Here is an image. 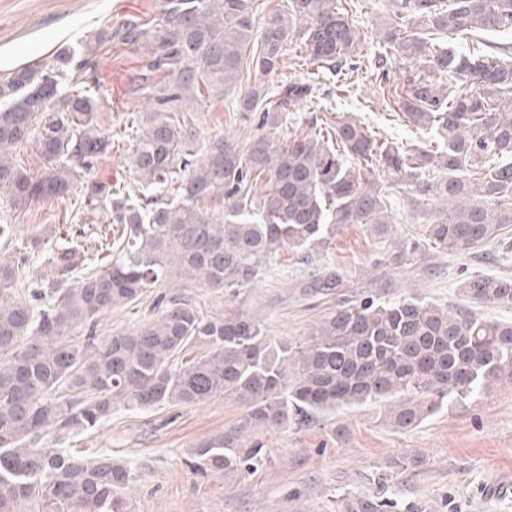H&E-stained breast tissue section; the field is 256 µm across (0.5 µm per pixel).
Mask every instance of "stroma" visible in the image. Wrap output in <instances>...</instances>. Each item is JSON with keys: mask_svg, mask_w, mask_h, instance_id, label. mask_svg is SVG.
Here are the masks:
<instances>
[{"mask_svg": "<svg viewBox=\"0 0 512 512\" xmlns=\"http://www.w3.org/2000/svg\"><path fill=\"white\" fill-rule=\"evenodd\" d=\"M158 0H0V73L50 55L126 15L153 17ZM140 58L114 47L100 64L104 103L137 109L134 81ZM234 94L200 107L193 118L202 138L221 133L246 145L254 126L233 110ZM348 115L378 136L409 143L420 132L390 120L369 74H360L351 94L320 100L318 108L299 101L285 112L271 137L287 142L312 115ZM378 181L390 204L392 232L378 241L369 229L348 224L309 253L281 249L255 287L234 295L194 287L190 294L209 314L247 313L267 335L305 337L335 308L332 298L300 299L296 280L331 263L344 276L345 293L391 283V295L423 298L453 310L464 301L458 284L471 274L511 275L512 253L496 245L445 255L426 247L402 266L382 260L406 239L421 237L435 206L415 204L410 187L388 173ZM46 224L73 227L91 240L96 225H81L69 201L40 200L19 214V233ZM246 411L244 404L213 400L201 405L115 411L109 422L75 432L58 442L75 455L109 454L131 464L123 491L128 512H512V496L487 494L489 485L512 481V386L497 387L483 401L443 408L420 425L402 430L375 406L339 411L304 429L265 434V462L226 476L193 475L189 452L200 440L224 429Z\"/></svg>", "mask_w": 512, "mask_h": 512, "instance_id": "obj_1", "label": "stroma"}]
</instances>
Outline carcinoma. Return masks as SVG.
Masks as SVG:
<instances>
[{"mask_svg":"<svg viewBox=\"0 0 512 512\" xmlns=\"http://www.w3.org/2000/svg\"><path fill=\"white\" fill-rule=\"evenodd\" d=\"M257 0H160L157 15L105 23L73 45L0 75V512H126L130 463L78 456L55 441L96 428L120 408L236 399L245 414L189 452L195 475L254 469L257 432L309 426L320 417L379 406L408 429L451 402H477L512 385V320L490 321L416 297L341 295L302 343L274 340L243 313L207 316L190 296L166 292L177 269L203 288L251 287L281 246L306 251L344 224L391 233L383 170L447 207L427 225L441 252L473 248L512 224V0H392L384 52L349 19L350 0H285L264 17ZM474 38L465 51L451 46ZM351 92L365 59L387 93L389 116L434 131V146L398 145L338 116L309 122L288 146L260 130L317 88L284 76L288 47ZM141 58L147 104L122 114L133 138L127 160L139 183L94 176L112 154V111L100 99V62L112 46ZM399 60L393 85L387 59ZM245 84L237 111L258 116L246 151L228 136L188 152L191 106L222 101ZM32 146L43 169L19 157ZM62 198L75 215H105L109 258L97 271L76 241L41 225L20 237L28 204ZM223 199L213 212L202 200ZM42 255L44 271L26 264ZM304 298L343 287L332 265L297 282ZM474 304L512 309V277L467 276ZM152 299L151 312L119 331L100 329L114 308ZM200 349L202 353L189 357Z\"/></svg>","mask_w":512,"mask_h":512,"instance_id":"carcinoma-1","label":"carcinoma"}]
</instances>
